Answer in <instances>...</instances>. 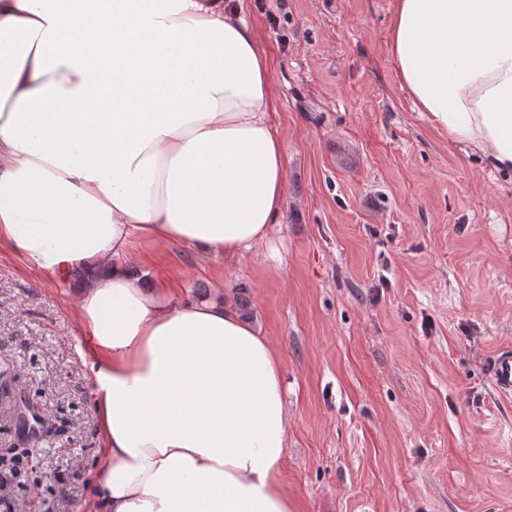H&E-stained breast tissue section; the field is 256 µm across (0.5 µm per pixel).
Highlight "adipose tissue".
Masks as SVG:
<instances>
[{
	"label": "adipose tissue",
	"mask_w": 512,
	"mask_h": 512,
	"mask_svg": "<svg viewBox=\"0 0 512 512\" xmlns=\"http://www.w3.org/2000/svg\"><path fill=\"white\" fill-rule=\"evenodd\" d=\"M390 60L448 143L512 176V0H398ZM269 59L225 0H0V244L84 273L101 453L87 512H293L280 357L176 298L132 237L242 253L286 200Z\"/></svg>",
	"instance_id": "adipose-tissue-1"
}]
</instances>
